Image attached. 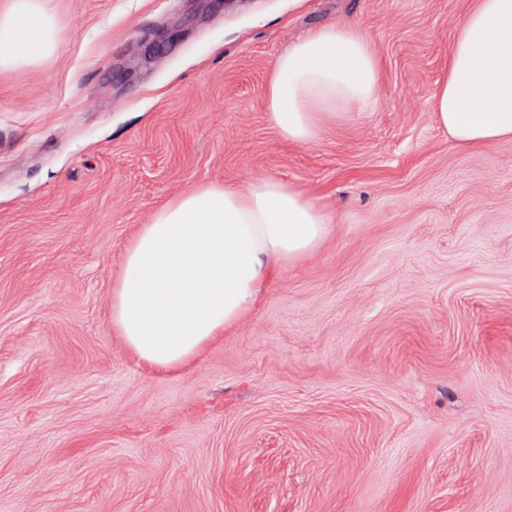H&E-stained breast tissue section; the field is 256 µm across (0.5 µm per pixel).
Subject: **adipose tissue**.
Returning <instances> with one entry per match:
<instances>
[{
    "mask_svg": "<svg viewBox=\"0 0 512 512\" xmlns=\"http://www.w3.org/2000/svg\"><path fill=\"white\" fill-rule=\"evenodd\" d=\"M59 42L45 0H8L0 10V70L40 63ZM379 77L359 26H325L276 58L267 118L284 142L316 143L376 100ZM432 112L457 145L512 141V0H475ZM331 224L305 189L276 177L203 185L157 210L127 245L112 327L148 366H182L255 306L281 268L313 254Z\"/></svg>",
    "mask_w": 512,
    "mask_h": 512,
    "instance_id": "obj_1",
    "label": "adipose tissue"
}]
</instances>
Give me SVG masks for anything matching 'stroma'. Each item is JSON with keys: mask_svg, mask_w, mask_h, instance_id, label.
I'll return each instance as SVG.
<instances>
[{"mask_svg": "<svg viewBox=\"0 0 512 512\" xmlns=\"http://www.w3.org/2000/svg\"><path fill=\"white\" fill-rule=\"evenodd\" d=\"M473 0H47L0 71V512H512V142L456 146L431 98ZM331 23L374 111L283 142L275 59ZM273 176L332 218L183 367L112 329L141 225ZM60 42L55 16L44 0H9L0 10V70L35 65Z\"/></svg>", "mask_w": 512, "mask_h": 512, "instance_id": "1", "label": "stroma"}]
</instances>
